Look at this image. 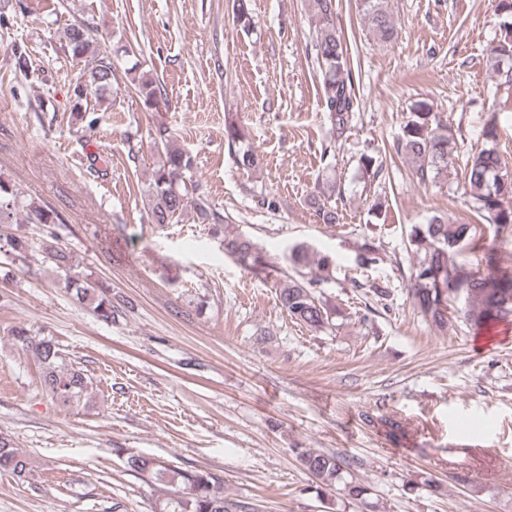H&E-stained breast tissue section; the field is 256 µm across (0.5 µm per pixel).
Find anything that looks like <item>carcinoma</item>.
Returning a JSON list of instances; mask_svg holds the SVG:
<instances>
[{
  "label": "carcinoma",
  "mask_w": 512,
  "mask_h": 512,
  "mask_svg": "<svg viewBox=\"0 0 512 512\" xmlns=\"http://www.w3.org/2000/svg\"><path fill=\"white\" fill-rule=\"evenodd\" d=\"M356 8L370 34L381 42H389L396 28L388 0H356ZM316 18L314 51L321 73L320 101L324 118L333 135L322 149L328 158L350 129L355 112L353 75L347 50L335 26L336 0H312ZM499 30L501 38L488 59L491 70L500 75L512 71V0H500ZM65 52L74 60L95 58V66L80 77L73 88L77 100L94 88L96 98L105 102L112 89V60L97 39L82 27H70L65 34ZM143 108L148 112L169 110V99L162 85L138 64L127 69ZM161 162L151 174L146 194L151 202V219L156 224L178 222L187 209H192L200 224L213 229L224 228V255L242 265L250 273L272 280L283 310L296 322L314 330L334 325L335 309L323 299L318 286L327 282L323 273L334 260L328 254L309 255L304 247L291 251L297 274L281 272L252 238L239 231L226 217L212 208L198 191L196 155L174 140L171 129L160 123L149 132ZM490 146L472 154L464 168L465 194L477 211L484 213L488 224H450L440 217L427 224L413 225L406 247L410 260L409 294L422 318L439 333L446 335L464 325L482 327L492 321L512 322V269L503 266L495 240L512 237V180L503 181L506 164L495 147L498 138L496 117L483 129ZM246 137L237 118L224 115V139L236 166L244 171L254 169L259 158L252 149L241 150L237 144ZM453 135L448 125L426 101L416 102L401 134L393 144L396 153L415 164V176L423 184L448 175L453 164ZM320 221L333 225L340 222L336 207V182L323 184L309 198ZM59 224L58 212L47 205L21 198L9 183L0 180V224ZM470 246L481 254V268L475 270L461 260V248ZM31 244L21 235L0 234V269L25 262ZM44 261L61 273L64 288L86 303L97 320L110 323L120 315L119 302L112 299V288L72 272L68 253L59 247L45 249ZM380 261L374 243L366 241L357 248L356 262L371 266ZM306 271H301V268ZM14 339L31 350L42 367L46 395L62 407L79 404L88 394L91 379L84 370L68 361L53 339L28 334L24 327L14 330ZM364 424L392 435L400 425L387 417L361 414ZM297 459L303 469L321 485L333 489L343 484L342 491L351 504H366L369 488L346 479L349 462L337 453L302 448ZM129 471L153 483L175 487V494L156 502L154 512H255L251 504L224 497V486L204 470H180L164 461L137 456L127 461ZM0 470L21 480L31 475L29 457L15 447L10 436L0 433Z\"/></svg>",
  "instance_id": "carcinoma-1"
}]
</instances>
